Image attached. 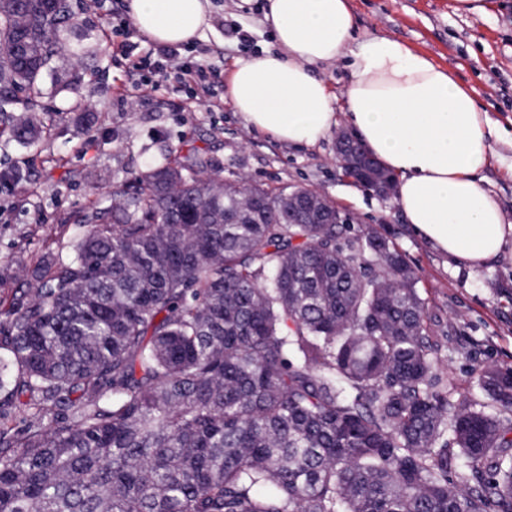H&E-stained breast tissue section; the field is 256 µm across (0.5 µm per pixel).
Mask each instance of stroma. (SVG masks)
I'll return each mask as SVG.
<instances>
[{
	"label": "stroma",
	"instance_id": "35a3bbf8",
	"mask_svg": "<svg viewBox=\"0 0 512 512\" xmlns=\"http://www.w3.org/2000/svg\"><path fill=\"white\" fill-rule=\"evenodd\" d=\"M78 21L61 35L38 111L13 107L16 121L44 130L26 144L0 135V311L26 290L34 266L61 253L80 233L78 220L113 203L112 190L130 172L163 162L184 144L204 148L212 173L273 189L299 186L324 193L350 215V231L375 230L401 250L415 270L442 381L476 392V370L512 368V253L475 270L448 259L416 236L394 200H383L347 178L336 140L294 147L248 129L232 104L214 112L188 111L187 87L163 84L124 101L130 82L112 53L113 14L126 0L101 10L77 0ZM455 0H349L354 41L381 34L398 39L454 70L477 91L481 111L508 133L495 150L512 157V0H485L483 14L455 11ZM263 0H212L213 27L180 49L181 58L207 66L217 97L236 62L274 43L261 25ZM247 31L241 42L236 29Z\"/></svg>",
	"mask_w": 512,
	"mask_h": 512
}]
</instances>
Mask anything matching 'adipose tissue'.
I'll list each match as a JSON object with an SVG mask.
<instances>
[{"mask_svg": "<svg viewBox=\"0 0 512 512\" xmlns=\"http://www.w3.org/2000/svg\"><path fill=\"white\" fill-rule=\"evenodd\" d=\"M137 29L164 45L210 28V0H128ZM275 48L238 62L224 79L250 129L298 146L331 134L337 113L396 178L395 203L415 234L449 258L479 268L512 244V216L482 182L500 128L452 69L405 43L372 35L353 43L347 0H267ZM348 58L334 93L315 68Z\"/></svg>", "mask_w": 512, "mask_h": 512, "instance_id": "obj_1", "label": "adipose tissue"}]
</instances>
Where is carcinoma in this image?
Returning a JSON list of instances; mask_svg holds the SVG:
<instances>
[{
    "label": "carcinoma",
    "instance_id": "obj_1",
    "mask_svg": "<svg viewBox=\"0 0 512 512\" xmlns=\"http://www.w3.org/2000/svg\"><path fill=\"white\" fill-rule=\"evenodd\" d=\"M73 0H0V126ZM133 174L0 322V512H512V368L440 385L424 301L376 231L288 189Z\"/></svg>",
    "mask_w": 512,
    "mask_h": 512
}]
</instances>
